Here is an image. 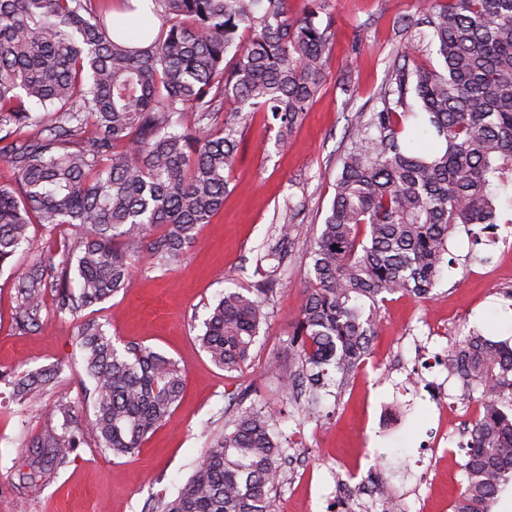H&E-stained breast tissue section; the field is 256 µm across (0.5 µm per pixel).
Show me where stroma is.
<instances>
[{"mask_svg": "<svg viewBox=\"0 0 512 512\" xmlns=\"http://www.w3.org/2000/svg\"><path fill=\"white\" fill-rule=\"evenodd\" d=\"M427 0H330L332 52L320 89L279 152L263 114L243 131L239 157L229 174L223 210L203 225L172 270L151 267L144 250L128 254L132 277L119 294L89 309L116 345L134 341L173 359L186 385L173 415L145 440L139 453L116 457L101 451L92 431L45 489L20 494L15 463L33 441L60 429L59 403L71 404L81 422L93 417L88 378L76 343L77 327L53 306L34 332L16 331V280L12 269L40 252L63 260L83 236L81 227L30 228L33 249L0 269V372L34 371L64 362V371L39 403L13 400L0 382V512H152L158 496L174 497L187 484L204 451L229 419L263 403L278 416L277 437L286 464L276 512H332L344 484L388 481L389 503L378 494L354 496L352 512H451L465 486V428L455 419L440 423L439 404L453 403L460 382L434 363L450 340L470 328L512 337V255L499 245L475 243L458 231L449 243L454 262L444 268L433 297L422 303L395 294L378 311L379 334L370 355L345 389L323 396L317 413L289 402L268 377L271 358L292 364L289 323L304 293L306 240L318 230L334 196L348 121L371 112L377 91L401 43L397 24L421 18ZM298 225L296 239L275 284L270 317L242 373L230 376L211 363L197 337L224 290L264 287L270 261L266 243L275 225ZM488 253L489 264L471 263ZM441 325L429 335L424 319ZM416 375L417 386L407 382ZM443 439V449L433 446ZM398 475H391V467Z\"/></svg>", "mask_w": 512, "mask_h": 512, "instance_id": "obj_1", "label": "stroma"}]
</instances>
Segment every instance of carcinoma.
Returning a JSON list of instances; mask_svg holds the SVG:
<instances>
[{
    "instance_id": "cac0c4a2",
    "label": "carcinoma",
    "mask_w": 512,
    "mask_h": 512,
    "mask_svg": "<svg viewBox=\"0 0 512 512\" xmlns=\"http://www.w3.org/2000/svg\"><path fill=\"white\" fill-rule=\"evenodd\" d=\"M159 31L113 22L130 0H0V269L32 246L29 226L75 224L85 231L56 268L40 257L16 272L15 328L41 326L44 298L77 323L93 382L91 428L114 456L138 452L168 421L184 371L152 348H119L84 311L127 288L121 246L146 247L173 267L198 228L224 207L228 173L242 144L243 107L289 136L322 83L333 29L329 0H151ZM379 92L357 113L340 157L335 193L309 245L311 264L291 355L300 369L269 372L286 393L341 388L364 362L376 313L401 292L427 299L448 259L449 239L472 225L512 224L500 211L512 187V0H428ZM436 52L438 69L421 59ZM232 106L228 119L223 112ZM267 257L282 261L299 235L275 227ZM77 287H72V283ZM269 288L228 290L199 336L224 372H240L267 322ZM461 382L457 399L478 401L465 445V487L454 512H489L512 475V337L471 329L441 362ZM57 363L14 372L19 401L34 402L62 372ZM61 431L37 439L16 465L19 483H50L81 444L72 407L56 406ZM276 419L257 403L206 449L186 486L161 496L156 512H275L284 452Z\"/></svg>"
}]
</instances>
